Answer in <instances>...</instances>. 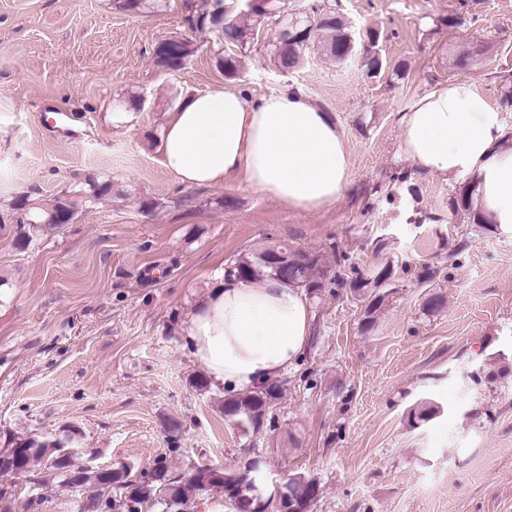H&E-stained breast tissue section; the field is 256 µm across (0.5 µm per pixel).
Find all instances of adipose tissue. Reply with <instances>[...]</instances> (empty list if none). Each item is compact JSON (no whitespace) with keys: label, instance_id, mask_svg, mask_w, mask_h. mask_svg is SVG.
I'll list each match as a JSON object with an SVG mask.
<instances>
[{"label":"adipose tissue","instance_id":"1","mask_svg":"<svg viewBox=\"0 0 512 512\" xmlns=\"http://www.w3.org/2000/svg\"><path fill=\"white\" fill-rule=\"evenodd\" d=\"M160 142L165 168L187 186L236 179L285 207L318 211L348 183L342 130L296 87L258 98L236 88L185 97ZM400 150L418 169L469 175L476 219L512 234V125L472 80L453 79L419 96L403 118ZM311 324L303 289L225 276L197 303L182 334L210 384L233 396L293 366Z\"/></svg>","mask_w":512,"mask_h":512}]
</instances>
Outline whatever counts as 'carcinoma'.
Masks as SVG:
<instances>
[{
	"instance_id": "carcinoma-1",
	"label": "carcinoma",
	"mask_w": 512,
	"mask_h": 512,
	"mask_svg": "<svg viewBox=\"0 0 512 512\" xmlns=\"http://www.w3.org/2000/svg\"><path fill=\"white\" fill-rule=\"evenodd\" d=\"M312 12L316 25L309 29L303 40L290 41L288 36L282 33L276 36V43L273 44L272 49L274 62L284 72H292L299 68L302 54L315 42L320 44V49L326 56L337 62L347 60L355 52V49L349 45L352 33L336 9L314 6ZM247 13L263 19L274 18V25L280 30L284 29L293 18L291 14L287 16L276 13L271 0H256ZM193 25L205 33L215 35L221 43L230 42L235 48L243 49L253 40L252 29L245 26L242 21V12L230 4H224L223 0H215L213 8L199 13L193 20ZM196 51L197 48L191 40L183 39L179 43L166 40L157 45L154 59L158 65L169 71H179ZM13 210L14 213L0 218L1 224L10 222L21 228L26 224H67L75 216L70 202L61 198L55 200L48 208L32 203L27 198H21L15 202ZM271 250L272 247L268 246L259 251L237 256L226 269L227 275L236 276L248 283L273 278L287 285L301 287L309 294L321 291L324 271L320 268L319 257H313L302 267L288 268V277L283 278L266 259ZM386 281L388 277L384 276L381 270L374 272L368 278L359 273L354 278L338 275L334 279L337 287L349 288L353 291L360 287L377 288ZM283 391L282 387L266 385L246 394L227 398L224 400V415L235 418L246 429H255L264 421L268 400H280ZM55 447L57 444L52 441L31 437L12 442V447L4 449L0 455L12 457L20 448L24 449V453L17 464H0V475L33 474L37 468L41 467L60 478L61 483L67 487L95 490L98 495L94 496V512H111L113 504L112 500L105 496V485L112 482V477L99 469L77 467L68 456L52 464L49 463L43 449ZM119 488L124 493L123 505L127 512H141V506L156 496L165 500L166 509L169 512H178L188 503L192 493L215 489V480L212 479L211 469L208 466H200L180 479L168 464L159 461L151 471L139 473L134 479L119 485ZM294 493L301 512H309L311 503L319 494V488L296 483ZM233 495L236 512H244V506L253 495L250 485L245 481H237Z\"/></svg>"
}]
</instances>
